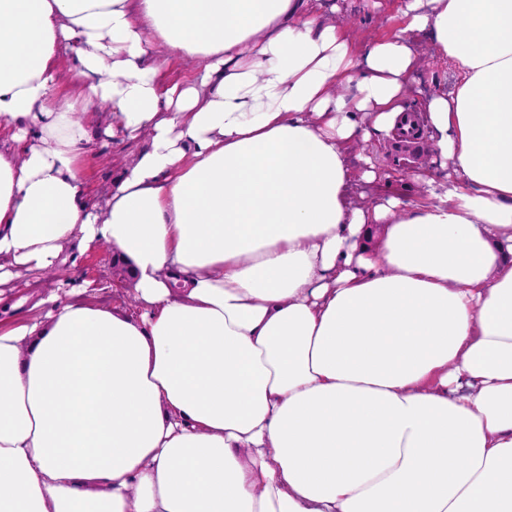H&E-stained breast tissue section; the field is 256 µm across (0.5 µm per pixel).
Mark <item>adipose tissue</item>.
<instances>
[{"label": "adipose tissue", "mask_w": 512, "mask_h": 512, "mask_svg": "<svg viewBox=\"0 0 512 512\" xmlns=\"http://www.w3.org/2000/svg\"><path fill=\"white\" fill-rule=\"evenodd\" d=\"M405 15L358 57L314 0H0V286L78 238L136 300L0 323V512H512V0ZM413 31L449 182L360 205ZM107 120L150 145L91 207ZM414 38L418 59L406 102L409 112L418 114L423 112L431 97L453 91L458 84V74L448 58L435 47L429 34L416 33Z\"/></svg>", "instance_id": "obj_1"}]
</instances>
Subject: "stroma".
I'll return each instance as SVG.
<instances>
[{
  "label": "stroma",
  "mask_w": 512,
  "mask_h": 512,
  "mask_svg": "<svg viewBox=\"0 0 512 512\" xmlns=\"http://www.w3.org/2000/svg\"><path fill=\"white\" fill-rule=\"evenodd\" d=\"M327 22L345 35L354 53L366 45L393 37L405 25L402 10L405 0H321ZM418 53L414 81L407 96L410 112L421 113L427 101L440 93L453 91L458 74L452 63L433 44L429 34L415 36ZM149 147L147 136L133 139L122 135L108 136L93 129L84 148V180L92 201L102 200L119 175L123 165ZM431 138L422 133L415 143L400 141L396 136L372 137L355 142L349 156L353 168H360L361 157L371 158L380 179L368 189V196H398L416 202L426 198L425 183H416L408 169L411 154L429 152ZM65 262L53 271L23 270L12 281V304L0 306L1 321L26 318L31 303L54 293L67 296L71 289L82 287L91 301L111 304L123 294L121 276L117 275L112 250L106 245L87 244L73 239L65 248Z\"/></svg>",
  "instance_id": "35a3bbf8"
}]
</instances>
